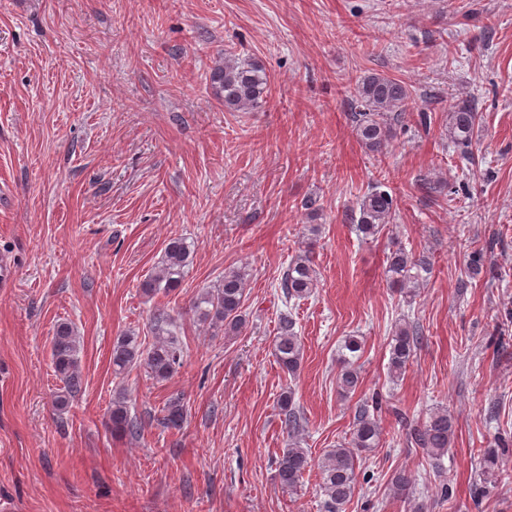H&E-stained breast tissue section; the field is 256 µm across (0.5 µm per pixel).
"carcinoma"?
Returning a JSON list of instances; mask_svg holds the SVG:
<instances>
[{
    "label": "carcinoma",
    "instance_id": "cac0c4a2",
    "mask_svg": "<svg viewBox=\"0 0 512 512\" xmlns=\"http://www.w3.org/2000/svg\"><path fill=\"white\" fill-rule=\"evenodd\" d=\"M214 94L224 104L227 112H244L261 105L268 95L269 81L263 65L251 58H240L230 52L224 53V64L211 72ZM411 92L408 85L396 78L381 73H369L361 77L355 88L354 112L351 113L354 131L359 143L366 150L381 154L387 147L390 127L388 122L395 120L405 111ZM481 116L467 105L449 108L445 127L451 142L465 146L471 143L475 128ZM395 215L394 199L389 191L373 188L359 202V216H351L358 232L364 236H374L379 229L392 223ZM191 250L183 237L168 240L161 265L145 279L142 292L148 296L160 293L169 295L181 287L185 268L189 265ZM486 250L475 248L468 256L467 270L473 276L481 273ZM431 259L427 256L415 257L403 248L390 252L388 273L393 284L413 293L420 287L424 275L430 273ZM317 276L310 250H305L289 263L281 281L286 298L302 300L315 293ZM247 300V275L240 268L224 270V278L215 288L204 291L193 303L197 320L208 327L224 332L226 336L237 335L245 324V303ZM173 320L164 307L155 308L152 314V334L154 341L144 347L138 334L127 332L112 346V369L122 375L133 366L143 363L152 376L164 381L171 377L183 364L184 351L177 334L173 331ZM422 340L416 324L405 321L395 325L390 342L388 375L397 380L406 371L410 359ZM276 361L282 370L294 375L300 369L304 348L301 337L295 331V321L288 316L280 318L274 340ZM344 349L351 356L339 359L337 387L343 397L355 392L361 384L360 366L355 357L362 349V341L356 336L346 338ZM80 336L69 321L55 325L51 338V362L55 375L63 383L54 398L58 413L67 410L69 403L81 391L79 370ZM277 405L282 422L288 428L291 443L275 461L277 485L290 493L298 492L303 474L312 466H317L320 475L319 490L324 496L327 512H342L355 494L359 463L363 455L378 447L382 428L378 420L381 409L379 398L373 397L357 404L353 414L350 439L336 448L324 452L318 460L312 459L308 449L300 446L303 431V418L294 401V392L283 391ZM185 409L181 399L175 398L164 407L162 424L166 428L178 429L184 420ZM109 428L117 435L136 437L141 433L138 421L129 415L125 396L118 394L112 400L109 410ZM455 436V423L446 410H436L409 425L407 443L421 449L434 465H439L442 457ZM499 455L490 448L483 453L478 476L488 481L497 478ZM412 476L404 471L391 479V491L398 496L409 494L412 489Z\"/></svg>",
    "mask_w": 512,
    "mask_h": 512
}]
</instances>
